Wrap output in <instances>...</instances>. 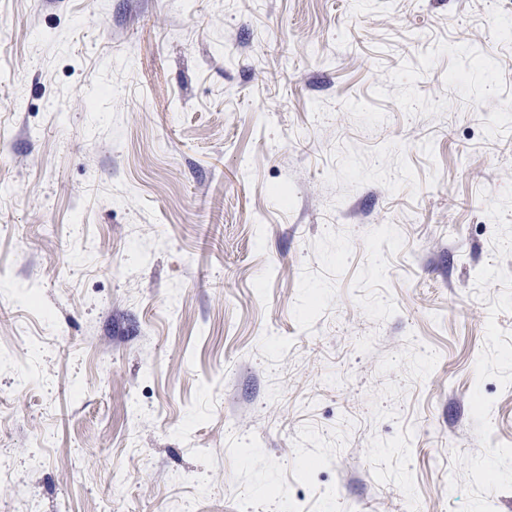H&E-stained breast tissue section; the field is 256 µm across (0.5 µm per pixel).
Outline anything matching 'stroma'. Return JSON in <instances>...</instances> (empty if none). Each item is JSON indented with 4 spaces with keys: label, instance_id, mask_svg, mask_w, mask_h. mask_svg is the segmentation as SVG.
I'll return each instance as SVG.
<instances>
[{
    "label": "stroma",
    "instance_id": "obj_1",
    "mask_svg": "<svg viewBox=\"0 0 512 512\" xmlns=\"http://www.w3.org/2000/svg\"><path fill=\"white\" fill-rule=\"evenodd\" d=\"M512 0H0V512H512Z\"/></svg>",
    "mask_w": 512,
    "mask_h": 512
}]
</instances>
